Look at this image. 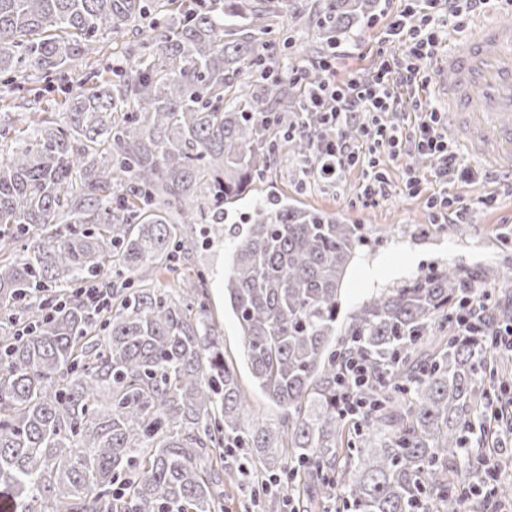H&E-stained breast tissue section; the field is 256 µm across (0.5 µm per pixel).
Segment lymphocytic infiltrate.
Returning <instances> with one entry per match:
<instances>
[{
    "label": "lymphocytic infiltrate",
    "instance_id": "obj_1",
    "mask_svg": "<svg viewBox=\"0 0 512 512\" xmlns=\"http://www.w3.org/2000/svg\"><path fill=\"white\" fill-rule=\"evenodd\" d=\"M495 2L410 0L382 37L383 43L403 45V56L379 53L371 70L344 80L337 79L334 63L322 60V80L310 87L296 121L288 125L289 132L304 131L311 136L312 163L302 170V188L340 184L346 173L358 168L362 171L358 202L364 208L377 206L387 199L391 187L380 163L385 156L401 168L407 195L419 194L425 180L433 179L437 189L427 203L437 221L452 215L458 223H465L468 206L461 191L487 173L468 163L449 142L441 112L421 94L422 74L447 39L449 27L465 28L471 15ZM407 110L415 114L409 124L403 119ZM323 126L334 129V138L319 135ZM417 154L428 157L429 171L410 165V157ZM498 302L494 289L473 290L458 323L459 333L479 332Z\"/></svg>",
    "mask_w": 512,
    "mask_h": 512
}]
</instances>
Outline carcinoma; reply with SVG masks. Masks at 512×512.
<instances>
[{"label": "carcinoma", "mask_w": 512, "mask_h": 512, "mask_svg": "<svg viewBox=\"0 0 512 512\" xmlns=\"http://www.w3.org/2000/svg\"><path fill=\"white\" fill-rule=\"evenodd\" d=\"M379 0H0L4 85L39 83L65 116L0 122V512H224V465L245 448L266 512H487L470 477L474 427L512 425L490 354L495 324L456 335L468 290L509 284L495 267L441 265L370 293L343 315L363 254L355 224L260 186L275 151L310 140L264 121L304 90L268 68L286 13L326 48L361 32ZM147 26L156 46L121 51L105 78L70 73L100 43ZM251 203L224 271V303L253 385L284 414L241 422L250 401L206 321L202 274L180 225ZM164 269L176 289L152 285ZM109 285L97 311L82 289ZM362 355L381 377L355 385ZM365 407L358 421L342 395Z\"/></svg>", "instance_id": "1"}]
</instances>
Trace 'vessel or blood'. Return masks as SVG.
Masks as SVG:
<instances>
[{"instance_id":"b4317fda","label":"vessel or blood","mask_w":512,"mask_h":512,"mask_svg":"<svg viewBox=\"0 0 512 512\" xmlns=\"http://www.w3.org/2000/svg\"><path fill=\"white\" fill-rule=\"evenodd\" d=\"M468 36L466 51L436 65L448 138L489 174L512 180V26L485 13Z\"/></svg>"}]
</instances>
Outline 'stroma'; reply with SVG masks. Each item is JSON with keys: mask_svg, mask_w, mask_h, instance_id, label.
<instances>
[{"mask_svg": "<svg viewBox=\"0 0 512 512\" xmlns=\"http://www.w3.org/2000/svg\"><path fill=\"white\" fill-rule=\"evenodd\" d=\"M404 5L405 0H381L380 13L362 34L337 46V79L342 80L352 72L373 67L381 32ZM296 167V160L287 152L276 153L268 177L271 191L285 194L300 205L335 214L344 223L361 225L367 238L364 248L367 263L395 256L401 248L415 254V262L382 279V286L396 285L402 278L424 274L443 264H454L467 271L485 264L512 268V237L501 232L502 226L512 225L511 192H499L492 205L482 207L476 200L484 196V184L478 182L465 188L462 196L471 202L472 207L467 218L469 232L459 238L449 233L447 226L433 224L426 194L408 196L401 192L399 170L390 172L393 188L389 198L379 206L361 208L354 204L362 180L359 170H352L341 188L321 185L306 193L299 189L294 179ZM223 227L224 232L220 235L210 232L205 224L182 227L185 237L193 244L191 260L203 270L209 281L213 280L234 231L232 222H224ZM207 302L214 329L224 344L226 358L241 365L242 338L232 313L221 302L218 289L208 288ZM239 379L243 388L250 390L253 399L252 411L243 416L245 423L275 425L280 418L279 409L254 389L249 370L242 365Z\"/></svg>", "mask_w": 512, "mask_h": 512, "instance_id": "obj_1", "label": "stroma"}]
</instances>
